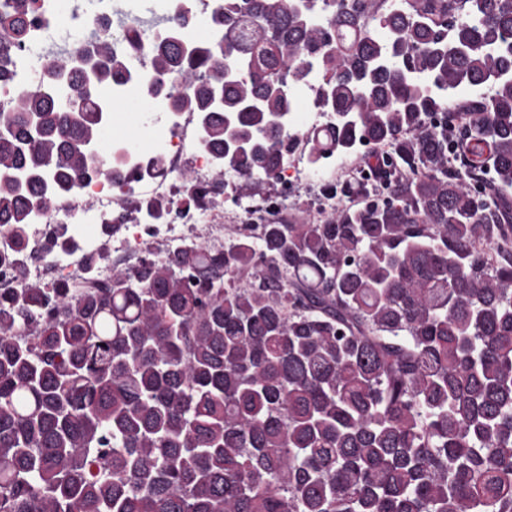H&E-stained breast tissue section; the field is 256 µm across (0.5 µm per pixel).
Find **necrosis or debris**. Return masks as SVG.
<instances>
[{"label":"necrosis or debris","instance_id":"1","mask_svg":"<svg viewBox=\"0 0 512 512\" xmlns=\"http://www.w3.org/2000/svg\"><path fill=\"white\" fill-rule=\"evenodd\" d=\"M155 120L142 129L141 145L132 147L127 141H114V148L125 149L128 159L118 180L102 178L86 180L81 188L58 199L52 210L36 215L30 226V251L26 272L36 274L49 282L67 278L71 284L84 285V271L78 261L79 254L58 251L43 255L41 248L55 236L59 226H66L80 248L79 253L93 254L102 247L101 233L105 225H112L111 259L108 265L96 271L95 280H111L114 266L133 268L143 257V242H151L160 252L175 250L190 237L201 236L215 243L224 241V209L209 207L185 211L180 207L175 174L191 169L198 182L211 181V154L205 150L198 133L197 120L189 112H172L166 98H151ZM306 147L296 141L281 171L280 187L293 190L297 179L315 183L334 180L337 174L363 180L366 166L352 163L341 154L330 157L316 170H306ZM164 158L166 173L150 171L148 163L154 158ZM133 191L140 198L152 201L165 199L171 204L170 215L154 223L142 222L140 214L119 206L121 192Z\"/></svg>","mask_w":512,"mask_h":512}]
</instances>
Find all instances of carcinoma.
<instances>
[{"label": "carcinoma", "instance_id": "cac0c4a2", "mask_svg": "<svg viewBox=\"0 0 512 512\" xmlns=\"http://www.w3.org/2000/svg\"><path fill=\"white\" fill-rule=\"evenodd\" d=\"M36 2L0 0V512H512V0H219L208 42L182 4L118 11L86 91L66 46L45 85L15 80L33 19L58 22ZM139 46L131 93L195 114L212 153L210 184L181 174L188 207L227 170L255 198L299 137L313 167L387 149L385 187L326 186L320 221L275 215L258 244L191 242L99 288L25 276L36 214L113 176L98 88ZM315 68L334 123L298 134ZM470 86L489 93L446 116Z\"/></svg>", "mask_w": 512, "mask_h": 512}]
</instances>
